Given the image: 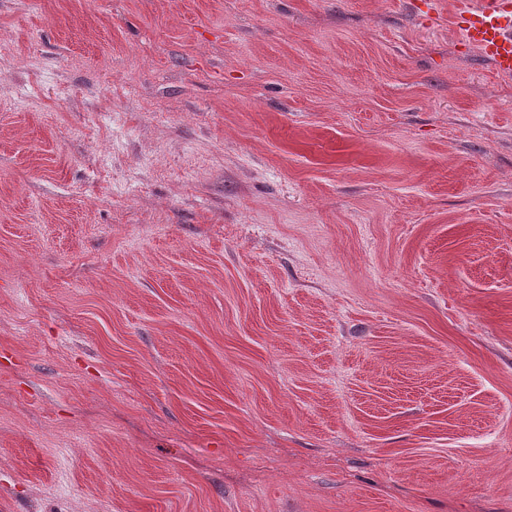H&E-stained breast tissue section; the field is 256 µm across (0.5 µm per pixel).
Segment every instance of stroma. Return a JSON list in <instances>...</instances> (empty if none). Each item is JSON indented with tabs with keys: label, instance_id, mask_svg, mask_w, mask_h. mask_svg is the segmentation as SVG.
Returning a JSON list of instances; mask_svg holds the SVG:
<instances>
[{
	"label": "stroma",
	"instance_id": "1",
	"mask_svg": "<svg viewBox=\"0 0 512 512\" xmlns=\"http://www.w3.org/2000/svg\"><path fill=\"white\" fill-rule=\"evenodd\" d=\"M452 2L0 0V512H512Z\"/></svg>",
	"mask_w": 512,
	"mask_h": 512
}]
</instances>
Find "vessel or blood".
<instances>
[{
    "label": "vessel or blood",
    "mask_w": 512,
    "mask_h": 512,
    "mask_svg": "<svg viewBox=\"0 0 512 512\" xmlns=\"http://www.w3.org/2000/svg\"><path fill=\"white\" fill-rule=\"evenodd\" d=\"M454 23L463 40L488 58L495 72L512 75V0H457Z\"/></svg>",
    "instance_id": "obj_1"
}]
</instances>
